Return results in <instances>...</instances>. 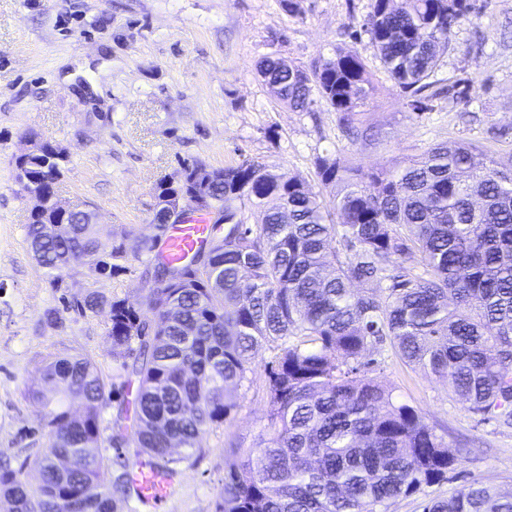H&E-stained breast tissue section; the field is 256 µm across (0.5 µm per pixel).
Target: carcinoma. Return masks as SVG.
Returning a JSON list of instances; mask_svg holds the SVG:
<instances>
[{
  "mask_svg": "<svg viewBox=\"0 0 512 512\" xmlns=\"http://www.w3.org/2000/svg\"><path fill=\"white\" fill-rule=\"evenodd\" d=\"M480 14L469 0H371L361 28L419 113L440 52ZM258 73L291 109L324 101L351 132L374 91L363 59L341 48L309 70L269 54ZM15 165L45 202L57 194L65 163L35 156ZM313 166L318 191L258 160L216 169L209 190L224 211V236L211 237L203 268L160 261L140 299L74 301L81 312L108 308L113 359L138 381L133 423L121 424L128 409L118 405L117 430L104 439L101 416L121 392L87 357L47 360L42 386L27 390L45 408V444L33 459L39 484L0 462L11 512H58L64 497L73 512H119L115 493L132 489L122 449L176 472L172 444L193 454L202 433L224 425L236 393L254 383L263 348L272 353L263 364L267 423L255 447L232 451L216 512H388L448 479L458 458L443 437L371 376L387 344L447 381L479 422L512 429V168L459 141L388 170L328 154ZM65 221L55 237L35 215L25 225L48 275L60 279L77 255L105 274L121 269L104 255L88 212ZM108 445L123 468L112 486ZM422 512H512V493L473 481Z\"/></svg>",
  "mask_w": 512,
  "mask_h": 512,
  "instance_id": "1",
  "label": "carcinoma"
}]
</instances>
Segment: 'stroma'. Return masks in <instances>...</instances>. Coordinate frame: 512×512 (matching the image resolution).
<instances>
[{
    "mask_svg": "<svg viewBox=\"0 0 512 512\" xmlns=\"http://www.w3.org/2000/svg\"><path fill=\"white\" fill-rule=\"evenodd\" d=\"M474 2L480 19L457 29L434 74L448 94L415 115L360 29L370 0H298L295 15L279 0H0V461L22 466L44 445L43 409L26 388L48 358H90L108 385L134 398L112 357L106 311L79 314L64 303L146 294L166 237L151 222L155 187L183 162L219 168L255 158L312 185L319 154L388 169L430 145L462 140L512 164V0ZM339 46L363 58L375 87L363 116L371 135L355 142L329 105L292 111L257 73L270 53L307 68ZM462 81L465 100L454 91ZM34 138L66 153L58 195L97 212L102 241L123 249L119 274L99 276L75 260L56 288L33 259L25 240L31 202L14 161ZM145 242L152 252H141ZM375 376L419 409L458 457L446 481L398 499L389 512H421L422 499L451 497L473 480L512 492V429L477 423L447 382L394 351ZM267 410L259 368L226 423L200 436V459L179 465L156 512H215L232 448L254 446Z\"/></svg>",
    "mask_w": 512,
    "mask_h": 512,
    "instance_id": "1",
    "label": "stroma"
}]
</instances>
